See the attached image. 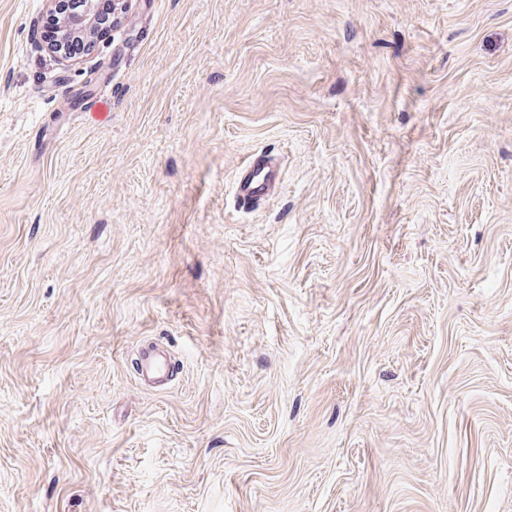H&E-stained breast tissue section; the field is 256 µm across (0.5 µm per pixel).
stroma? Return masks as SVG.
I'll use <instances>...</instances> for the list:
<instances>
[{"mask_svg": "<svg viewBox=\"0 0 512 512\" xmlns=\"http://www.w3.org/2000/svg\"><path fill=\"white\" fill-rule=\"evenodd\" d=\"M46 14L0 0V512H512V0H123L75 62ZM244 168L235 195L240 208L248 210L265 200L277 182L279 172L276 162L264 154L250 156ZM139 378L142 382L160 381L167 370V355L164 350L145 348L140 351Z\"/></svg>", "mask_w": 512, "mask_h": 512, "instance_id": "stroma-1", "label": "stroma"}]
</instances>
